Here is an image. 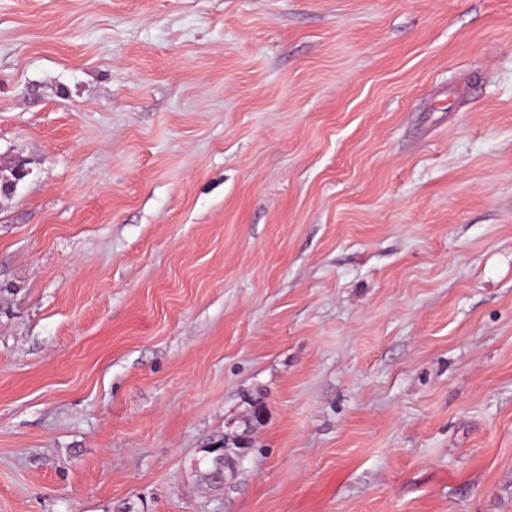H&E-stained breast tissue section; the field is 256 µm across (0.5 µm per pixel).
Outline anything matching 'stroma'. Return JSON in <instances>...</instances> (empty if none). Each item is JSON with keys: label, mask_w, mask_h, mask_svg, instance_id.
I'll return each instance as SVG.
<instances>
[{"label": "stroma", "mask_w": 512, "mask_h": 512, "mask_svg": "<svg viewBox=\"0 0 512 512\" xmlns=\"http://www.w3.org/2000/svg\"><path fill=\"white\" fill-rule=\"evenodd\" d=\"M18 160L0 512H512V0H0Z\"/></svg>", "instance_id": "stroma-1"}]
</instances>
